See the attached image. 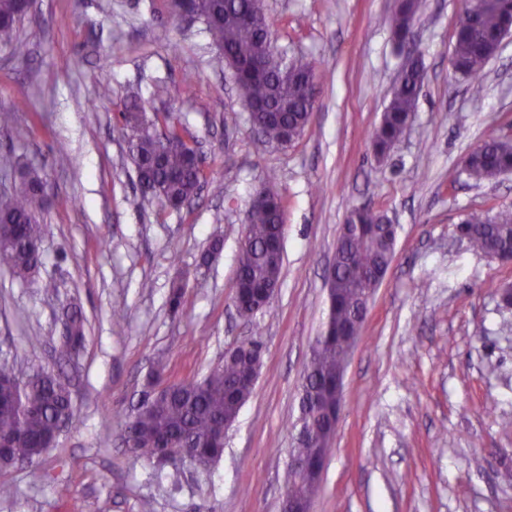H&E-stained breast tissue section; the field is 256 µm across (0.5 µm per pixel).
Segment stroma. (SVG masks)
Listing matches in <instances>:
<instances>
[{"instance_id": "obj_1", "label": "stroma", "mask_w": 512, "mask_h": 512, "mask_svg": "<svg viewBox=\"0 0 512 512\" xmlns=\"http://www.w3.org/2000/svg\"><path fill=\"white\" fill-rule=\"evenodd\" d=\"M263 5L276 48L316 72L311 124L285 148L261 141L230 73L210 65L203 24L171 17L168 0H33L21 27L28 55L0 48V107L13 129L0 136V194L21 166L48 184L40 277L58 286L46 293L0 269V362L33 372L60 341L66 305L86 319L83 348L61 368L76 416L38 466L0 472L15 491L0 512H139L146 499L153 512H281L300 385L328 317L326 275L356 207L397 224V245L346 368L311 512H512V310L488 289L512 283V264L455 233L470 213L512 207V173L476 186L463 171L477 144L512 139V38L474 80L451 65L465 0H422L402 47L394 0ZM410 57L425 70L414 118L379 159L370 134ZM102 82L111 99L96 98ZM137 94L198 143L206 183L190 206L128 204L137 179L118 112ZM62 148L72 167L58 165ZM267 186L286 204L280 284L245 318L233 304L238 258ZM255 327L263 362L223 458L207 473L183 464L171 486L168 466L126 451L115 414L138 404L149 373L202 377ZM70 470L80 483L65 481Z\"/></svg>"}]
</instances>
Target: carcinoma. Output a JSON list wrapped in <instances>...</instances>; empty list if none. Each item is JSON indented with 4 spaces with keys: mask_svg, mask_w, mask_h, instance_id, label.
<instances>
[{
    "mask_svg": "<svg viewBox=\"0 0 512 512\" xmlns=\"http://www.w3.org/2000/svg\"><path fill=\"white\" fill-rule=\"evenodd\" d=\"M30 0H0V46L18 57L28 53L27 43L19 36L20 24L27 15ZM419 0H396L391 17L394 39L405 42L419 11ZM255 13V23L243 22ZM196 18L217 49L212 64L217 69L242 65L251 60L261 63L257 73L238 71L237 89L241 100L258 108L257 119L265 138L279 144L285 130L300 138L310 124L316 104V74L313 65L302 59L283 61L265 35L274 26L273 19L259 0H197ZM512 25V6L506 0H472L456 18L453 58L457 72L467 77L480 76L496 50L499 35ZM423 81L418 62H413L395 88L379 125L371 134L375 154H386L399 140L410 122ZM123 129L143 189L140 199L151 196L165 205H180L193 200L205 182L203 170L196 164L194 148L170 151L169 139H180L181 126L174 119L165 127L147 120L143 103L134 99L121 110ZM512 170V142L502 138L484 141L480 151L468 155L466 175L476 184ZM46 183L35 170L21 173L20 187L0 204V229H12L0 241V268L9 270L22 281L45 291L57 288L53 281L32 280V271L41 264V251L33 249L42 241L43 227L38 215L46 199ZM283 197H277L264 209L250 212L248 232L251 247L240 253L236 288L257 293L279 278L282 255L272 250L280 234L279 213L284 211ZM347 223L354 231L345 248L335 253V296L329 303L332 328L322 332L312 348L303 382L320 390L324 402H336V372L345 362L343 338L337 326L363 318L364 302L374 287L373 273L386 271L393 261L397 231L380 213L354 209ZM470 246L485 253L490 249L512 252V209L494 216L470 215L464 220ZM70 336L59 345V358L70 356L85 340L81 312L65 315ZM253 387L244 378V362L226 358L224 363L200 379L169 384V393L155 398L130 415L122 417L124 431L132 441L128 451L137 457L156 460L172 467V482L180 477V464L187 458L207 471L224 455V440L217 430L224 421L238 417ZM76 414L73 398L56 381L54 370L41 367L23 374L0 363V442L4 444L0 470L15 466H34L60 434V423ZM321 478L301 481L286 473L285 483L302 496H315Z\"/></svg>",
    "mask_w": 512,
    "mask_h": 512,
    "instance_id": "carcinoma-1",
    "label": "carcinoma"
}]
</instances>
